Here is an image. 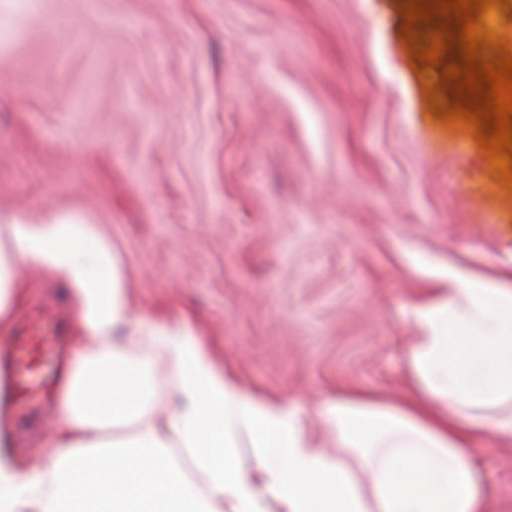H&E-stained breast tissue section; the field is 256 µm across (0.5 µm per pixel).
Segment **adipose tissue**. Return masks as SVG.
I'll use <instances>...</instances> for the list:
<instances>
[{"mask_svg":"<svg viewBox=\"0 0 512 512\" xmlns=\"http://www.w3.org/2000/svg\"><path fill=\"white\" fill-rule=\"evenodd\" d=\"M26 265L70 288L79 348L42 466L15 456L0 425V512H265L267 495L281 512H512V499L487 490L469 448L478 434H512V283L450 270L447 287L415 300L419 398L326 401L317 414L338 443L330 453L314 446L294 405L238 385L189 328L149 322L135 350L117 344L115 329L130 320L120 262L80 214H0V333ZM161 405L170 408L163 420ZM126 423L136 426L131 439L100 438ZM244 444L254 466L238 460Z\"/></svg>","mask_w":512,"mask_h":512,"instance_id":"obj_1","label":"adipose tissue"}]
</instances>
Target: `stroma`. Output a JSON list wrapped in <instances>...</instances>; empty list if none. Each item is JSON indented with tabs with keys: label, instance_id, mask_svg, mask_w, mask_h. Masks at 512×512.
I'll return each mask as SVG.
<instances>
[{
	"label": "stroma",
	"instance_id": "1",
	"mask_svg": "<svg viewBox=\"0 0 512 512\" xmlns=\"http://www.w3.org/2000/svg\"><path fill=\"white\" fill-rule=\"evenodd\" d=\"M406 0H40L0 14V211L78 212L131 313L183 323L248 391L313 416L414 387L408 306L512 274V183L419 58ZM13 315L70 298L23 270ZM49 417L9 418L43 461ZM512 495V435L473 439Z\"/></svg>",
	"mask_w": 512,
	"mask_h": 512
}]
</instances>
